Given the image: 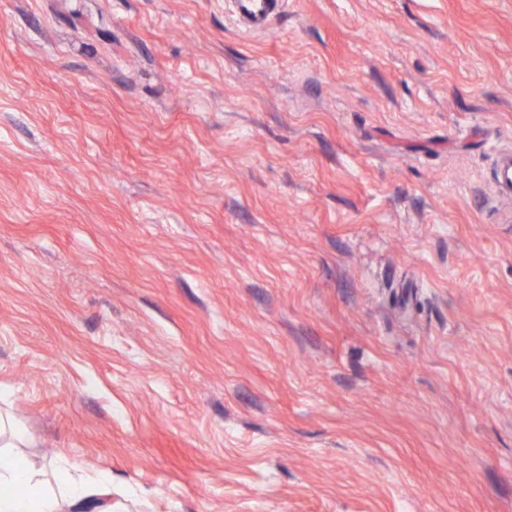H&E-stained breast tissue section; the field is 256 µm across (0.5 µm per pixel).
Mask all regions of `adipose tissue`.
I'll list each match as a JSON object with an SVG mask.
<instances>
[{
    "instance_id": "obj_1",
    "label": "adipose tissue",
    "mask_w": 512,
    "mask_h": 512,
    "mask_svg": "<svg viewBox=\"0 0 512 512\" xmlns=\"http://www.w3.org/2000/svg\"><path fill=\"white\" fill-rule=\"evenodd\" d=\"M13 422L0 415V512H112V482L102 475L72 482L56 492L35 468L21 463Z\"/></svg>"
}]
</instances>
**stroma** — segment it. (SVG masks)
Returning <instances> with one entry per match:
<instances>
[{"label":"stroma","instance_id":"1","mask_svg":"<svg viewBox=\"0 0 512 512\" xmlns=\"http://www.w3.org/2000/svg\"><path fill=\"white\" fill-rule=\"evenodd\" d=\"M512 0H0V412L119 512H512Z\"/></svg>","mask_w":512,"mask_h":512}]
</instances>
